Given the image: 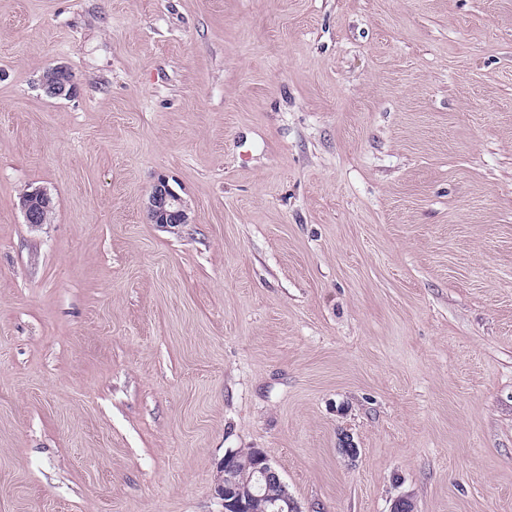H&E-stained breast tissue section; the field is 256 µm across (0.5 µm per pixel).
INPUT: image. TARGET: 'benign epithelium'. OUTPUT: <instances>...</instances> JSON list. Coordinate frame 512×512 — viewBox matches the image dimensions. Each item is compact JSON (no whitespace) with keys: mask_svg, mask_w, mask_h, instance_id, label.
I'll use <instances>...</instances> for the list:
<instances>
[{"mask_svg":"<svg viewBox=\"0 0 512 512\" xmlns=\"http://www.w3.org/2000/svg\"><path fill=\"white\" fill-rule=\"evenodd\" d=\"M41 87L50 97H72L76 94L73 76L64 65L51 68V73L41 78ZM25 222L40 225L47 222L54 209L51 196L41 188L27 191L20 197ZM147 220L151 224H187L188 208L182 197L168 184L165 178L158 179L152 186L146 206ZM249 451L255 459L254 474L257 487L278 486L279 497L271 501L272 512H302L299 504L289 493L288 486L279 471L273 466L270 456L262 448L229 449L224 453L221 465L222 478L215 487L216 495L222 500L224 512H251V503L255 498L249 482L236 476V467L232 465L241 453Z\"/></svg>","mask_w":512,"mask_h":512,"instance_id":"benign-epithelium-1","label":"benign epithelium"}]
</instances>
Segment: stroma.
Here are the masks:
<instances>
[{
  "instance_id": "1",
  "label": "stroma",
  "mask_w": 512,
  "mask_h": 512,
  "mask_svg": "<svg viewBox=\"0 0 512 512\" xmlns=\"http://www.w3.org/2000/svg\"><path fill=\"white\" fill-rule=\"evenodd\" d=\"M229 448L512 512V0H0V512H221ZM41 87L50 97H72L76 94V84L73 76L64 65L51 68V73L41 78ZM147 220L151 224L189 223L188 208L182 197L168 184L165 178L152 186L146 206ZM20 203L25 222L35 226L47 222L55 205L51 196L41 188L23 193Z\"/></svg>"
}]
</instances>
